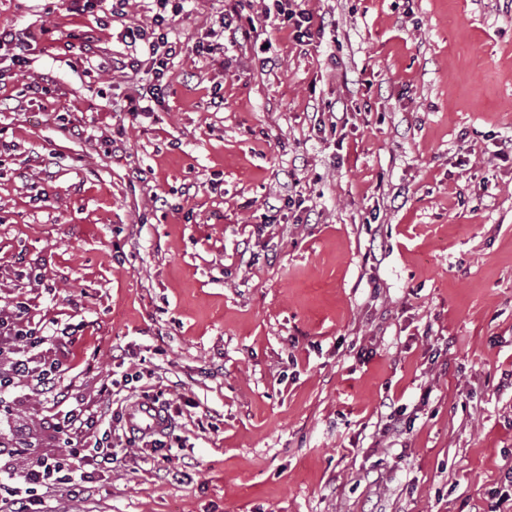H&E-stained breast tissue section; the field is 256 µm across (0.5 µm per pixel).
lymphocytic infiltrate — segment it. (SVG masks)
Here are the masks:
<instances>
[{"label":"lymphocytic infiltrate","mask_w":512,"mask_h":512,"mask_svg":"<svg viewBox=\"0 0 512 512\" xmlns=\"http://www.w3.org/2000/svg\"><path fill=\"white\" fill-rule=\"evenodd\" d=\"M275 13L283 28L294 41L312 43L320 37L322 28L315 21L314 13L308 9L307 0H271ZM160 8L152 18V28H127L123 36L131 41H147V60L130 59L125 64L131 73H139L149 67L156 84L150 93L133 90L127 107L131 114L152 111L159 102L166 86L171 57L177 54L176 42L170 41L168 14H180L181 0H157ZM239 0H228V7L216 28L210 29L206 43L198 51L214 55L223 53L227 43L250 41L256 31L253 17L243 16ZM57 322H32L27 316L23 302L11 303L7 310H0V358L7 359L10 377L0 379V393L8 391L13 380H33L42 393H52L55 381L61 372L58 363L49 362L40 356L41 347L54 337L60 336ZM116 415L111 406L94 409L83 403H75L55 418V427L64 435L85 440L84 449L72 448L53 457L31 458L20 472L19 485L0 484V500L10 503V512H47L44 491L70 488L75 481L91 482L89 465H112L117 458L111 451L106 435L112 430Z\"/></svg>","instance_id":"obj_1"}]
</instances>
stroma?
<instances>
[{"label":"stroma","mask_w":512,"mask_h":512,"mask_svg":"<svg viewBox=\"0 0 512 512\" xmlns=\"http://www.w3.org/2000/svg\"><path fill=\"white\" fill-rule=\"evenodd\" d=\"M310 6L327 27L299 45L246 0L263 67L252 41L196 55L225 0H186L170 89L134 116L152 75L117 63L148 44L120 34L154 0L105 27L0 0L33 35L23 62L0 49V306L72 324L42 347L69 399L106 405L140 371L183 410L170 451L113 438L119 466L49 512H481L503 486L512 0ZM290 190L315 206L299 224L266 207ZM7 402L0 439L60 451L32 381Z\"/></svg>","instance_id":"1"}]
</instances>
